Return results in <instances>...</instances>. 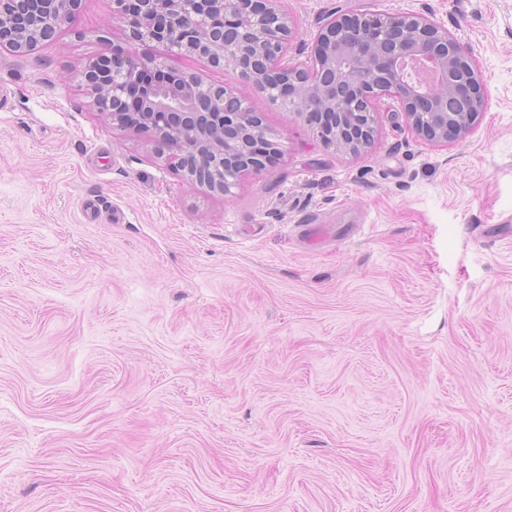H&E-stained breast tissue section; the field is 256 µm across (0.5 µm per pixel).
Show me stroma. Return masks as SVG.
<instances>
[{
    "label": "stroma",
    "instance_id": "obj_1",
    "mask_svg": "<svg viewBox=\"0 0 512 512\" xmlns=\"http://www.w3.org/2000/svg\"><path fill=\"white\" fill-rule=\"evenodd\" d=\"M311 65L331 14H423L487 102L357 156L233 68L283 154L232 197L79 84L112 0L0 50V512H512V0H277Z\"/></svg>",
    "mask_w": 512,
    "mask_h": 512
}]
</instances>
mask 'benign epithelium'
Returning <instances> with one entry per match:
<instances>
[{
    "label": "benign epithelium",
    "instance_id": "benign-epithelium-1",
    "mask_svg": "<svg viewBox=\"0 0 512 512\" xmlns=\"http://www.w3.org/2000/svg\"><path fill=\"white\" fill-rule=\"evenodd\" d=\"M82 0H0V49L30 52L53 38ZM112 13L129 38L165 48L166 60L106 48L85 62L81 86L98 115L112 126L146 133L169 151V165L187 180L211 171V191L232 194L241 177L258 172L254 143L269 154L281 144L244 100L223 86L205 85L176 66L195 55L214 68L231 66L259 93L304 119L337 150L358 155L374 139L373 107L382 97L401 106L415 134L448 142L470 133L485 105L484 85L470 49L422 16L381 18L329 15L313 48V66L286 59L293 37L271 0H112ZM235 26L217 32L216 16ZM195 95H181L183 83ZM461 103L447 111L448 96ZM132 96L143 112L125 110Z\"/></svg>",
    "mask_w": 512,
    "mask_h": 512
}]
</instances>
